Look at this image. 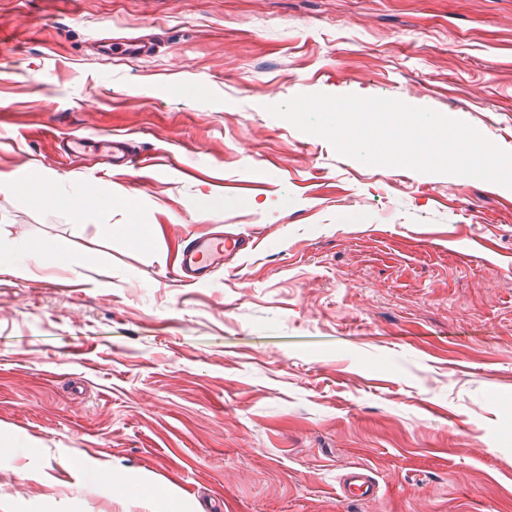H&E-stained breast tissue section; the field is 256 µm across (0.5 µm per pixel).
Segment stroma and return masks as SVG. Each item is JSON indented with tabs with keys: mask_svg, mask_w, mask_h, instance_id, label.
<instances>
[{
	"mask_svg": "<svg viewBox=\"0 0 512 512\" xmlns=\"http://www.w3.org/2000/svg\"><path fill=\"white\" fill-rule=\"evenodd\" d=\"M315 92L512 152V0H0V251L33 269L0 272V512H512V188L268 111ZM111 130L174 163L59 149ZM36 171L103 203L36 205ZM194 233L253 246L187 284ZM58 236L95 267L40 265ZM111 232L130 244L145 245L155 239L154 228L139 224V219L135 214L131 216L129 224L113 226Z\"/></svg>",
	"mask_w": 512,
	"mask_h": 512,
	"instance_id": "35a3bbf8",
	"label": "stroma"
}]
</instances>
